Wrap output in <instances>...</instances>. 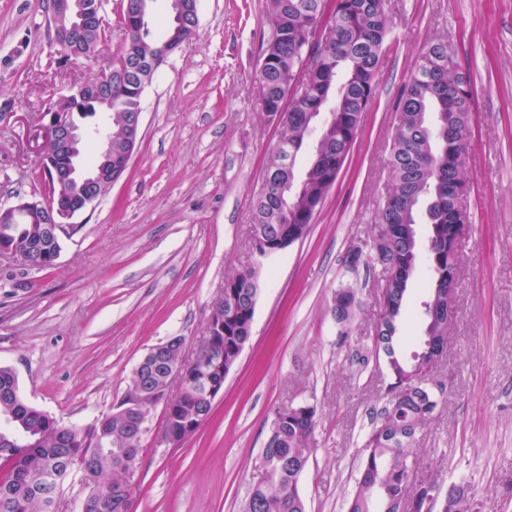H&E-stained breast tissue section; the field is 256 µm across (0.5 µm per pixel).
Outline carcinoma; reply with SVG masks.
I'll use <instances>...</instances> for the list:
<instances>
[{
  "instance_id": "1",
  "label": "carcinoma",
  "mask_w": 512,
  "mask_h": 512,
  "mask_svg": "<svg viewBox=\"0 0 512 512\" xmlns=\"http://www.w3.org/2000/svg\"><path fill=\"white\" fill-rule=\"evenodd\" d=\"M141 0H126L119 15L125 41L116 58L130 68L107 79L112 98L84 97L62 106L66 121L112 113V137L122 130L119 114L136 112L145 87L157 68L158 47L173 33L172 23L150 25L140 9ZM266 13L276 41L257 76L262 114L277 122L278 144L269 156L263 186L252 200V225L265 230L267 246L274 245L288 226L310 225L330 188L336 182L354 144L364 112L377 92V73L390 31L392 13L386 0H266ZM325 38V46L311 60L303 47ZM64 58L88 56L89 39L77 33ZM470 76L462 71L448 41L426 45L416 58L411 75L396 105V126L390 146L388 169L391 184L377 211L382 228L373 248L360 251L366 268L387 277L381 315L374 326L375 360L383 361L390 378L386 402L368 432L366 454L359 462L360 478L345 501L347 512H393L396 505L434 484L428 478L414 479L413 443L433 414L436 401L425 386L422 364L428 344L444 333L431 309L439 305L441 291L448 288V274L458 272L464 237L455 236L456 223L448 200L467 190L465 157L471 137ZM310 153V163L301 174L295 166L299 153ZM53 144L44 146L43 176L46 190L40 201L55 208L67 188L55 182L49 158ZM429 200L425 211L430 232L418 237L419 205ZM44 224L20 219L0 224V247L6 245L20 257L24 269L47 270L54 266L48 255L31 246L45 241ZM422 274L427 299L421 302L424 334L419 349L407 355L400 335L408 305V282ZM257 269L241 268L224 278V342L213 351L203 350L188 363L198 378L212 355H224V367L233 368L239 347L251 338L252 319L260 294ZM351 288L341 287L332 296L347 326L354 310ZM181 363V353L170 349L159 362L134 371L122 401L151 409L171 387L168 363ZM15 405L19 413L9 427L23 436L37 438L13 448L0 447V460L7 467L0 477V512H67L63 490L42 487L38 476L47 470L67 471L71 462H88L84 479L92 493L87 512H123L122 496L109 495L105 487L129 491L135 482L137 464L129 449L141 448L144 430L132 424L129 414L113 409L95 422L78 426L59 424L46 413L26 404L19 392L14 370L0 366V418ZM213 403L188 382L178 385L177 395L164 409V431L188 438L211 417ZM277 426L261 450L269 462V481L252 488L245 512H306L298 482L311 457L315 417L302 413L275 412ZM440 512H472L468 477L460 474L448 486Z\"/></svg>"
}]
</instances>
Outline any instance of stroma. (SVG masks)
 I'll list each match as a JSON object with an SVG mask.
<instances>
[{"label":"stroma","instance_id":"obj_1","mask_svg":"<svg viewBox=\"0 0 512 512\" xmlns=\"http://www.w3.org/2000/svg\"><path fill=\"white\" fill-rule=\"evenodd\" d=\"M49 0H0V207L44 190L36 131L48 100L98 77L124 35L63 60ZM394 28L377 94L307 235L265 259L252 336L212 417L180 446L162 444L155 407L142 440L133 512H243L277 409H316L300 479L307 512H343L389 378L369 360L378 274L345 257L375 237L395 102L429 42L444 38L473 86L470 216L446 351L427 378L437 406L419 433L415 474L471 481L475 512H512V0H390ZM266 0H199L196 36L143 94L142 137L124 177L62 243L51 269L0 263V365L27 404L87 424L124 394L147 351L203 335L225 275L252 260L250 206L278 129L257 102L273 36ZM357 290L347 330L337 288Z\"/></svg>","mask_w":512,"mask_h":512}]
</instances>
